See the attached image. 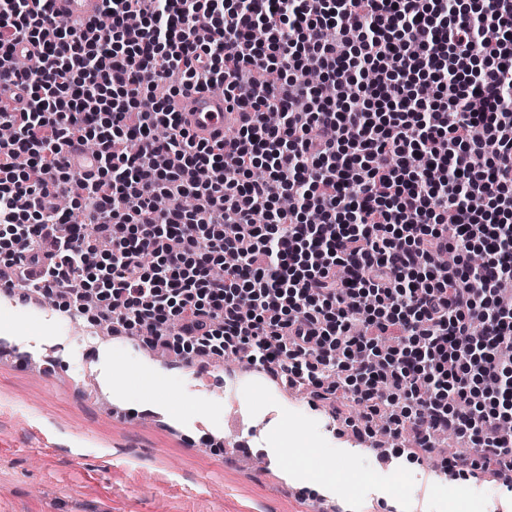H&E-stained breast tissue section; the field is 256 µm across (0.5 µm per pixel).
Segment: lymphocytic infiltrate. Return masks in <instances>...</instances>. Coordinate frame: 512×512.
Returning a JSON list of instances; mask_svg holds the SVG:
<instances>
[{
	"label": "lymphocytic infiltrate",
	"mask_w": 512,
	"mask_h": 512,
	"mask_svg": "<svg viewBox=\"0 0 512 512\" xmlns=\"http://www.w3.org/2000/svg\"><path fill=\"white\" fill-rule=\"evenodd\" d=\"M103 2L0 0V267L145 347L277 365L354 431L467 438L452 476L511 472L512 0ZM216 87L240 123L196 140L173 99ZM53 8L61 19L92 20L102 10V0H54ZM66 151L83 175L90 177L96 173L95 162L91 160L88 151L80 141L77 139L72 140L71 143L66 146Z\"/></svg>",
	"instance_id": "1"
}]
</instances>
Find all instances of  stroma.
Segmentation results:
<instances>
[{"label": "stroma", "mask_w": 512, "mask_h": 512, "mask_svg": "<svg viewBox=\"0 0 512 512\" xmlns=\"http://www.w3.org/2000/svg\"><path fill=\"white\" fill-rule=\"evenodd\" d=\"M220 398L206 374L174 358L154 366L110 330L58 307L21 309L0 294V512H512L494 470L458 483L434 451L406 448L380 466L375 441L340 433L352 410L314 407L255 368ZM295 429L291 450L241 464L209 433L230 430L236 402Z\"/></svg>", "instance_id": "1"}]
</instances>
